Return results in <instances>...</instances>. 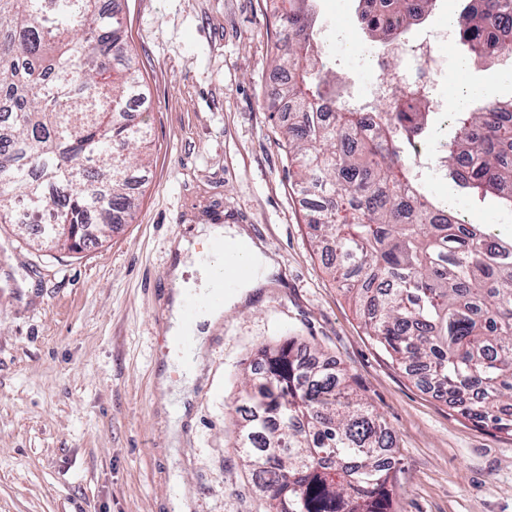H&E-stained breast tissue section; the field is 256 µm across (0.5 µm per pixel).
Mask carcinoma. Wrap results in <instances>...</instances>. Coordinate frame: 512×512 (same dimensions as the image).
Segmentation results:
<instances>
[{
  "mask_svg": "<svg viewBox=\"0 0 512 512\" xmlns=\"http://www.w3.org/2000/svg\"><path fill=\"white\" fill-rule=\"evenodd\" d=\"M315 0H273L287 32L271 63L291 116L280 125L305 223L368 334L409 376L475 424L512 435V241L464 224L421 187L407 156L429 113L400 86L384 112L340 103L322 62ZM360 13L386 52L436 0H368ZM484 57H512V0H473L456 21ZM143 94L117 6L0 0V223L40 248L74 250L61 224L100 234L125 223L147 130L113 109ZM448 176L512 209V101L453 113ZM259 350L242 381L244 466L272 512H394L396 440L337 364Z\"/></svg>",
  "mask_w": 512,
  "mask_h": 512,
  "instance_id": "obj_1",
  "label": "carcinoma"
}]
</instances>
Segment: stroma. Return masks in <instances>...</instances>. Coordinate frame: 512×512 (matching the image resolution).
<instances>
[{
    "label": "stroma",
    "mask_w": 512,
    "mask_h": 512,
    "mask_svg": "<svg viewBox=\"0 0 512 512\" xmlns=\"http://www.w3.org/2000/svg\"><path fill=\"white\" fill-rule=\"evenodd\" d=\"M146 97L127 109L147 128L151 165L127 223L79 252L41 253L0 224V512H270L236 446L240 382L256 350L301 343L350 370L396 437L398 512H512V435L475 425L417 386L368 335L311 244L305 200L278 144L269 61L279 39L268 0H118ZM463 0H439L408 41L433 36L451 99L472 86L512 99V59H484L443 37ZM358 0H317L314 30L336 43L345 90L376 48ZM427 192L468 223L512 240V211L425 173ZM203 224H233L272 251L274 285L226 312L209 341L187 438L172 448L157 378L172 245Z\"/></svg>",
    "instance_id": "35a3bbf8"
}]
</instances>
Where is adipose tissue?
I'll return each instance as SVG.
<instances>
[{
    "label": "adipose tissue",
    "instance_id": "1",
    "mask_svg": "<svg viewBox=\"0 0 512 512\" xmlns=\"http://www.w3.org/2000/svg\"><path fill=\"white\" fill-rule=\"evenodd\" d=\"M204 236L208 243L223 248V259L228 263L234 262L236 259L235 254L230 250L231 245L241 241L247 242L248 250L243 260L252 267L253 273L250 277L237 281L233 291L224 298L221 305L200 311L193 326L192 366L189 369H183L182 390L177 395L176 403L164 406L162 410L167 421L171 443L175 446L180 445L184 437L183 424L188 418V403L192 401L193 390L204 373L209 334L212 328L223 318L225 310L247 301L258 288L271 285L279 269L272 253L262 244L248 242L246 234L238 227L214 225L206 228ZM189 248V242L183 239L174 245L176 260L171 268L172 293L166 316L168 334L174 338L184 331L183 304L185 300L204 292L213 285L209 270L203 266L198 269V281L185 280V255Z\"/></svg>",
    "mask_w": 512,
    "mask_h": 512
}]
</instances>
